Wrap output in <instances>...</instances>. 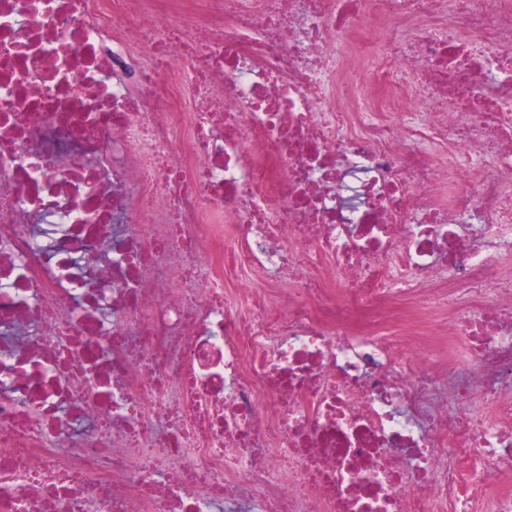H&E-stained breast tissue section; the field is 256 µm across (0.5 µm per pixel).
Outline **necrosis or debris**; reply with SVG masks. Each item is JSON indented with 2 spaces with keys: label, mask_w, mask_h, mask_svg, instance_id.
I'll use <instances>...</instances> for the list:
<instances>
[{
  "label": "necrosis or debris",
  "mask_w": 512,
  "mask_h": 512,
  "mask_svg": "<svg viewBox=\"0 0 512 512\" xmlns=\"http://www.w3.org/2000/svg\"><path fill=\"white\" fill-rule=\"evenodd\" d=\"M500 251L512 0H0V512H512Z\"/></svg>",
  "instance_id": "obj_1"
}]
</instances>
